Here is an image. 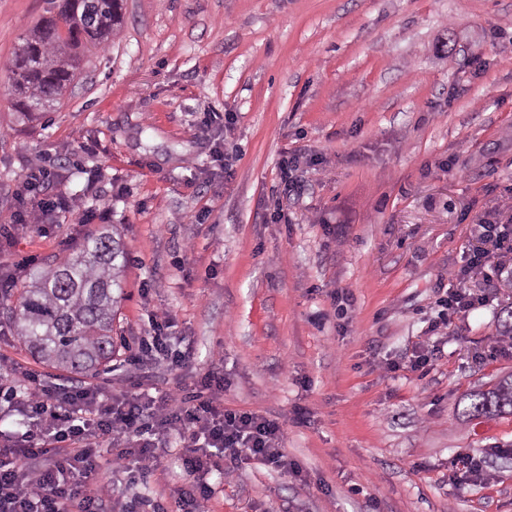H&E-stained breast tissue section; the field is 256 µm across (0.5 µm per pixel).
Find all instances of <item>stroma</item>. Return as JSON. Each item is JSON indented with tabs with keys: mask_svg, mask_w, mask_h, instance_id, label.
<instances>
[{
	"mask_svg": "<svg viewBox=\"0 0 512 512\" xmlns=\"http://www.w3.org/2000/svg\"><path fill=\"white\" fill-rule=\"evenodd\" d=\"M48 7L0 0V225L36 160L65 195L106 202L88 227L115 225L130 263L94 385L151 394L215 370L225 407L286 421L303 478L242 465L210 512H512L496 465L512 415L460 406L512 374V355H487L512 277L449 323L429 371L385 369L427 345L479 220H512V0H123L60 103L24 123L10 68ZM207 112L235 120L205 131ZM80 221L19 230L8 259L64 258ZM156 309L190 362L147 356L130 376ZM183 453L171 436L134 493L167 500ZM457 454L491 464L485 485L449 484Z\"/></svg>",
	"mask_w": 512,
	"mask_h": 512,
	"instance_id": "35a3bbf8",
	"label": "stroma"
}]
</instances>
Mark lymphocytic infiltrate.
Listing matches in <instances>:
<instances>
[{
    "label": "lymphocytic infiltrate",
    "instance_id": "lymphocytic-infiltrate-1",
    "mask_svg": "<svg viewBox=\"0 0 512 512\" xmlns=\"http://www.w3.org/2000/svg\"><path fill=\"white\" fill-rule=\"evenodd\" d=\"M22 183L28 191L16 199V222L0 225V244L11 243L27 225L83 211L76 198L55 192L43 165H31ZM477 233L485 246L468 253L455 275L457 288L439 298L429 333L439 334L450 321L489 304V294L464 287L465 279L489 283L508 271L512 225L485 220ZM223 389V375L211 372L181 399L172 391L115 397L90 384L47 385L36 371L10 366L0 356V402L24 425L8 446L7 460H0V512H208L215 494L207 480L212 472L232 476L249 458L275 469L285 465L286 422L225 408ZM173 432L186 452L185 479L174 488L171 504L118 496L116 476L146 478Z\"/></svg>",
    "mask_w": 512,
    "mask_h": 512
}]
</instances>
